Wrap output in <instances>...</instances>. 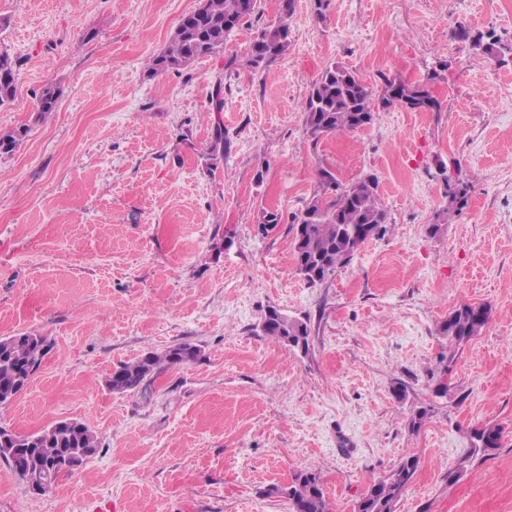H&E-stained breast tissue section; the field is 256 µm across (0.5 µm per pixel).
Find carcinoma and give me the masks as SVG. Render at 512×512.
Returning <instances> with one entry per match:
<instances>
[{"label":"carcinoma","mask_w":512,"mask_h":512,"mask_svg":"<svg viewBox=\"0 0 512 512\" xmlns=\"http://www.w3.org/2000/svg\"><path fill=\"white\" fill-rule=\"evenodd\" d=\"M292 0H284L278 23L256 30L249 45V62L255 68L268 66L288 52L292 45L288 17ZM259 12V0H199V6L185 14L171 34L164 49L153 56L147 67L151 77L189 68L197 60L224 52L227 38L242 26L252 24ZM454 40L499 63L512 57L507 46L493 35H484L465 23L453 29ZM14 64L0 53V104L14 91ZM61 90L46 86L39 95V118L55 111ZM408 102L415 112H437L440 103L420 84L402 79H387L379 89L366 84L354 72L340 64L327 67L313 84L305 107L306 125L310 135L318 140L346 131H357L369 125L378 107H390ZM21 130L0 133V154H9L19 145ZM209 165L215 167L224 159V132L214 128L206 151ZM322 184L330 195L313 198L292 225L291 259L297 273L308 283L322 284L344 267L366 239L358 231L369 228L374 236L386 232L387 213L378 194V179L368 174L348 185H342L331 173L322 172ZM491 319L486 304H462L440 324L439 330L448 340L446 365L434 380L433 392L438 397L448 394V384L442 376L457 352L479 335ZM262 332L279 344L288 343L292 336L308 335L307 323L284 319L270 309L263 321ZM47 337L18 333L0 337V408L11 404L30 383L31 377L48 354ZM198 349L187 343L173 345L162 352H147L139 358L120 364L108 380L114 392L138 390L149 385L159 371L194 360ZM504 429L486 425L471 433L473 453L486 454L499 447ZM99 439L93 428L78 421H60L39 432L19 435L0 427V458L26 481L29 488L50 487L62 475L60 466L71 456L90 451L96 453ZM419 466L414 455L402 458L385 477L374 481L359 499L356 512H396L397 504L406 492ZM291 501L293 512H329V505L320 481L312 472L298 474L291 485L282 490Z\"/></svg>","instance_id":"cac0c4a2"}]
</instances>
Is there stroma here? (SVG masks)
<instances>
[{
  "label": "stroma",
  "mask_w": 512,
  "mask_h": 512,
  "mask_svg": "<svg viewBox=\"0 0 512 512\" xmlns=\"http://www.w3.org/2000/svg\"><path fill=\"white\" fill-rule=\"evenodd\" d=\"M197 5L0 0L15 69L0 131L25 132L0 155V337L51 344L0 426L76 420L101 440L42 495L0 458V512H291L282 490L304 471L329 512H355L407 455L419 468L397 512H512V62L451 37L463 21L511 45L512 0H293L292 46L266 70L248 65L243 30L223 56L149 77ZM335 63L377 88L425 84L441 108H382L313 139L304 106ZM52 84L62 95L42 119ZM443 166L467 186L462 209L448 208ZM324 170L345 185L375 174L387 232L312 286L289 227ZM265 210L280 216L266 234ZM463 303L491 319L437 397L439 326ZM271 308L307 322L308 351L264 336ZM178 343L197 359L146 390L109 389L116 366ZM492 424L501 447L473 453V429Z\"/></svg>",
  "instance_id": "obj_1"
}]
</instances>
